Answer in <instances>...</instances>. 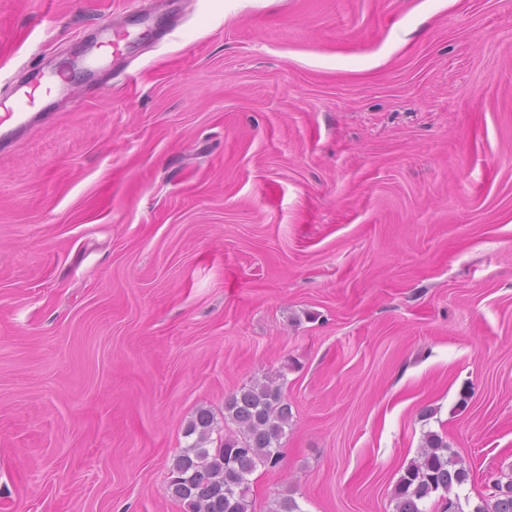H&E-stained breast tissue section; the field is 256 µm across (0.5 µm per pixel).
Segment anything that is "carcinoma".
<instances>
[{
    "label": "carcinoma",
    "instance_id": "obj_1",
    "mask_svg": "<svg viewBox=\"0 0 512 512\" xmlns=\"http://www.w3.org/2000/svg\"><path fill=\"white\" fill-rule=\"evenodd\" d=\"M224 418L235 423L239 437H227L213 450L207 448L214 416L197 410L186 436L196 439L173 459L168 492L185 512H250L253 488L250 476L262 466L278 467L283 457L282 438L292 419L282 384L273 377L245 385L224 403ZM468 480L462 460L437 433L424 435L421 451L399 477L392 491L394 512H427L426 502L439 496L442 512H463L453 487ZM494 502L474 512H512V476L493 483Z\"/></svg>",
    "mask_w": 512,
    "mask_h": 512
}]
</instances>
